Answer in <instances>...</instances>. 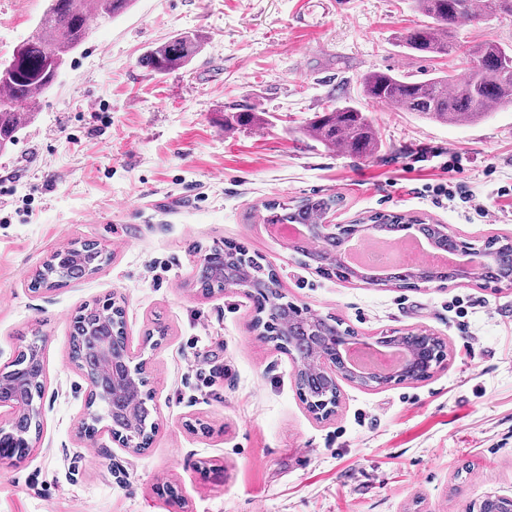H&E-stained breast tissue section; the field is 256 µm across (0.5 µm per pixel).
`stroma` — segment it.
I'll return each mask as SVG.
<instances>
[{
	"instance_id": "1",
	"label": "stroma",
	"mask_w": 512,
	"mask_h": 512,
	"mask_svg": "<svg viewBox=\"0 0 512 512\" xmlns=\"http://www.w3.org/2000/svg\"><path fill=\"white\" fill-rule=\"evenodd\" d=\"M45 0H0V58L27 39ZM412 0H136L92 24L82 48L40 95L35 120L0 154V368L43 342L41 432L26 458L0 464V512H468L495 491L512 497V286L459 280L416 289L348 283L304 266L261 223L267 202L334 195L333 221L375 212L420 216L480 246L512 235V105L449 126L364 98L362 78L458 69L457 54L420 59L405 29L424 24ZM201 53L157 75L141 55L178 33ZM459 50L512 47V15L458 24ZM362 108L378 132L366 158L305 128L328 102ZM252 105L261 124L224 128ZM486 206L489 222L420 195L441 160ZM86 240L111 255L95 274L30 291L53 252ZM242 244L277 271L286 298L342 318L365 340L426 331L448 357L420 382L340 384L316 418L291 358L257 339L237 290L201 294L192 270L213 244ZM113 297L158 408L140 453L109 435L86 447V375L69 359L81 306ZM163 326L164 337L154 336Z\"/></svg>"
}]
</instances>
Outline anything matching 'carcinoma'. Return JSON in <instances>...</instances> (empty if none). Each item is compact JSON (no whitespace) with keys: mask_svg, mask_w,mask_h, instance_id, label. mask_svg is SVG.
I'll list each match as a JSON object with an SVG mask.
<instances>
[{"mask_svg":"<svg viewBox=\"0 0 512 512\" xmlns=\"http://www.w3.org/2000/svg\"><path fill=\"white\" fill-rule=\"evenodd\" d=\"M134 0H48L32 36L14 49L12 56L0 61V151L15 145L20 132L35 117L33 112H23L20 103L49 89L52 78L59 74L70 54L85 42L90 30L89 19L108 22L127 13ZM415 7L430 19L402 34L401 41L410 54L423 59L450 54L454 49L453 26L460 20H473L481 13H512V0H484L481 8L475 0H414ZM204 45L200 33L179 34L151 48L142 62L157 74H167L186 67ZM469 56L474 66L467 69V79L459 81L453 76L433 75L412 79L389 71H374L362 79L364 96L373 101L393 105L405 112H416L441 124L465 125L487 115L492 105L512 103V48L486 40L471 47ZM261 121L258 109L243 105L224 113V129L254 124ZM307 132L326 148H341L363 157L378 149V137L372 121L362 109L334 101L307 125ZM340 204L333 196H311L293 205L270 202L264 205L261 216L264 224L317 223V218ZM415 224L424 237L437 239V223L416 216L394 212H376L355 221V232L371 229L394 238L404 235V227ZM345 243L332 238L326 251L313 254L304 243L293 242L291 249L306 258L323 273L339 279H363V275L345 264L337 262L336 255ZM480 251L495 255L494 263L487 267L482 280L490 283L512 271V239L491 236ZM107 260L98 244L85 243L77 250H61L43 264L31 277L29 287L55 288L75 282L94 272ZM237 274L248 283L257 311V320L270 341L283 351L293 348L298 337L304 335L309 319L301 312L294 313L298 326L289 331L280 322V315L290 301L280 291L279 283L272 280L271 270L265 268L241 245L211 246L193 269V282L201 291L210 293L224 290V274ZM456 280L452 273L435 267L411 266L387 277V283L398 288H416L422 283H436L443 288ZM95 317L78 315L72 324L74 359L85 370L88 357L95 345ZM14 367L28 368L33 375L30 384L32 397H42L44 391L42 356L36 347L23 349ZM299 395L305 403L317 400L321 390L315 383L302 378L297 383ZM37 416L18 418L9 437L18 439L17 451L25 453L37 431Z\"/></svg>","mask_w":512,"mask_h":512,"instance_id":"carcinoma-1","label":"carcinoma"}]
</instances>
